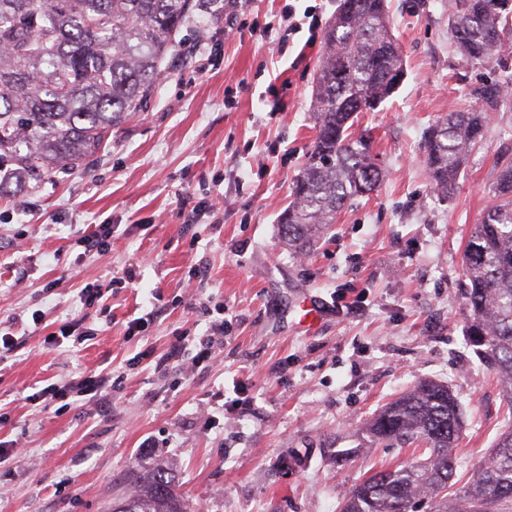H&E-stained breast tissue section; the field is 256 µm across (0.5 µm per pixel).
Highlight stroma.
Instances as JSON below:
<instances>
[{
  "instance_id": "stroma-1",
  "label": "stroma",
  "mask_w": 512,
  "mask_h": 512,
  "mask_svg": "<svg viewBox=\"0 0 512 512\" xmlns=\"http://www.w3.org/2000/svg\"><path fill=\"white\" fill-rule=\"evenodd\" d=\"M449 2L387 0L405 78L354 125L384 178L310 252L288 251L278 218L315 139L313 78L339 0H248L231 15L213 0L183 25L180 63L86 169L0 198V328L24 324L0 360V441L18 448L0 464V512H108L155 465L175 469L191 512H338L370 471L418 459L367 447L364 427L422 380L460 400L458 474L489 458L506 413L468 343L461 256L512 161V99L450 200L431 188L424 134L478 107L483 83L512 85V69L466 64ZM89 224L111 225V252L82 256ZM88 284L102 294L91 307L78 298ZM144 315L145 331L128 333ZM74 317L90 340L46 344ZM219 328V359H201ZM101 370L104 406L36 397Z\"/></svg>"
}]
</instances>
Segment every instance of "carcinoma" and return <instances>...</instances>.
Returning a JSON list of instances; mask_svg holds the SVG:
<instances>
[{"label": "carcinoma", "mask_w": 512, "mask_h": 512, "mask_svg": "<svg viewBox=\"0 0 512 512\" xmlns=\"http://www.w3.org/2000/svg\"><path fill=\"white\" fill-rule=\"evenodd\" d=\"M205 6L195 0H0V195L11 186L34 190L68 173L109 145L112 130L141 111L171 67L184 22ZM387 0H340L323 33L314 78L313 149L293 181L279 234L302 251L327 234L339 212L380 182L366 134L352 127L398 89L404 73ZM512 29V0H453L450 31L473 64L501 54ZM505 89L482 86L483 107L441 116L425 136L433 190L454 195L469 153L482 139ZM495 203L473 225L463 252L466 326L471 342L499 382L512 415V163L493 187ZM460 406L448 386L418 382L369 420L372 442L422 445L429 456L371 474L344 497L341 512H512V423L498 434L489 462L469 471L453 495L452 449L460 438ZM126 512H188L169 469L134 478Z\"/></svg>", "instance_id": "obj_1"}]
</instances>
